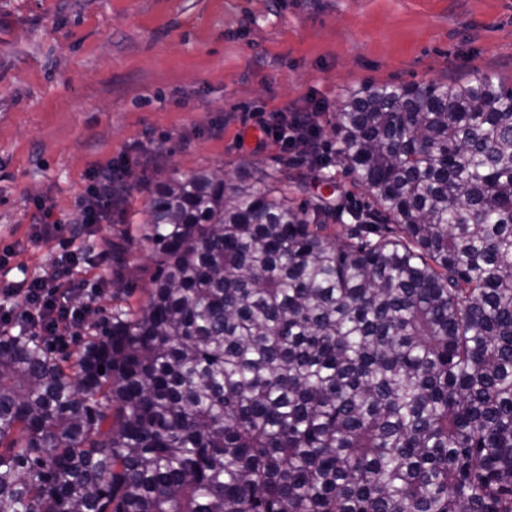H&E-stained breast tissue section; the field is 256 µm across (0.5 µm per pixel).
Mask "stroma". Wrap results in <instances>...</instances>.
Instances as JSON below:
<instances>
[{"label": "stroma", "instance_id": "35a3bbf8", "mask_svg": "<svg viewBox=\"0 0 512 512\" xmlns=\"http://www.w3.org/2000/svg\"><path fill=\"white\" fill-rule=\"evenodd\" d=\"M484 73L512 85V0H0V286L70 250L100 285L97 256L151 188L178 172L274 164L258 115L312 96L337 105L362 82H446ZM133 174L92 234L37 236L35 203L75 219L88 174ZM127 302L154 271L132 242Z\"/></svg>", "mask_w": 512, "mask_h": 512}]
</instances>
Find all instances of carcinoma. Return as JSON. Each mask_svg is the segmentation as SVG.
<instances>
[{
    "label": "carcinoma",
    "mask_w": 512,
    "mask_h": 512,
    "mask_svg": "<svg viewBox=\"0 0 512 512\" xmlns=\"http://www.w3.org/2000/svg\"><path fill=\"white\" fill-rule=\"evenodd\" d=\"M330 132L157 186L105 250L148 300L76 354L0 326V512H512V85L366 82ZM335 163L368 200L306 194ZM128 269L127 279L122 285L123 287L128 280V289H125L126 294L121 297L125 298L127 303L138 306L147 300V292L154 271L153 265L147 259L145 243L135 241L130 244Z\"/></svg>",
    "instance_id": "obj_1"
}]
</instances>
